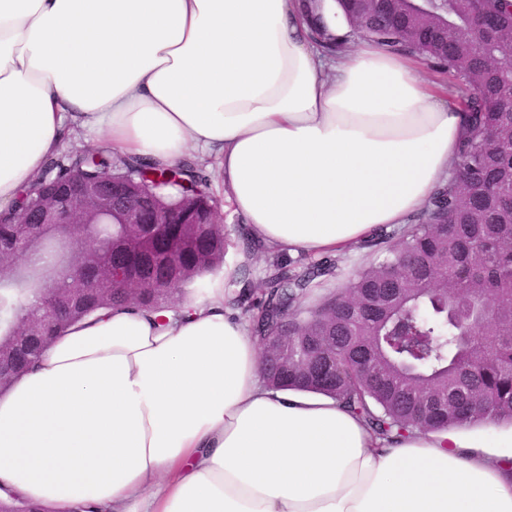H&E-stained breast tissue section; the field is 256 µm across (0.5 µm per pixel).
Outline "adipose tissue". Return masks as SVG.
Instances as JSON below:
<instances>
[{"label":"adipose tissue","mask_w":512,"mask_h":512,"mask_svg":"<svg viewBox=\"0 0 512 512\" xmlns=\"http://www.w3.org/2000/svg\"><path fill=\"white\" fill-rule=\"evenodd\" d=\"M464 121L408 54L323 51L295 0H0V210L77 133L159 167L214 160L253 244L207 295L100 309L0 389V487L43 512H512L496 443L387 442L270 387L224 291L257 254L406 223Z\"/></svg>","instance_id":"1"}]
</instances>
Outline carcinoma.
<instances>
[{
  "label": "carcinoma",
  "mask_w": 512,
  "mask_h": 512,
  "mask_svg": "<svg viewBox=\"0 0 512 512\" xmlns=\"http://www.w3.org/2000/svg\"><path fill=\"white\" fill-rule=\"evenodd\" d=\"M341 2L355 33L447 69L467 116L460 178L434 193L418 223L400 231L397 248L318 306L307 309L303 301L316 279L334 273L330 259L304 273L273 263L257 289L245 272L226 284L243 286L231 304L248 318L259 344L288 347V362L262 361L269 382L329 396L382 438L487 418L512 422V148L493 150L484 143L490 100L501 104L499 125L512 136V62L496 40L471 36L468 0H427L426 11L413 19L407 0H387L385 8L399 16L395 30L360 15L352 0ZM479 6L497 20L501 38L512 37V0H479ZM313 38L328 51L343 47L327 26L314 29ZM98 167L112 172L115 195L140 176L160 183L143 210L150 218L162 207L165 223L125 258L142 289L137 304L166 305L168 296L154 290L160 279L179 292L190 287L205 293L202 276L224 267L230 243L221 224L206 225L203 239L184 234V223L210 219L216 211L199 164L185 160L160 168L96 149L57 154L42 173L63 183ZM188 188L197 191L198 209L192 212L183 205ZM15 231L13 212H1L0 247L9 245ZM127 234L125 225L110 218L46 229L38 253L15 274L0 276V340L24 322L46 344L99 306L127 302L116 284L91 292L79 310L51 316L46 292L89 288L75 269L76 254L88 247L111 249Z\"/></svg>",
  "instance_id": "cac0c4a2"
}]
</instances>
